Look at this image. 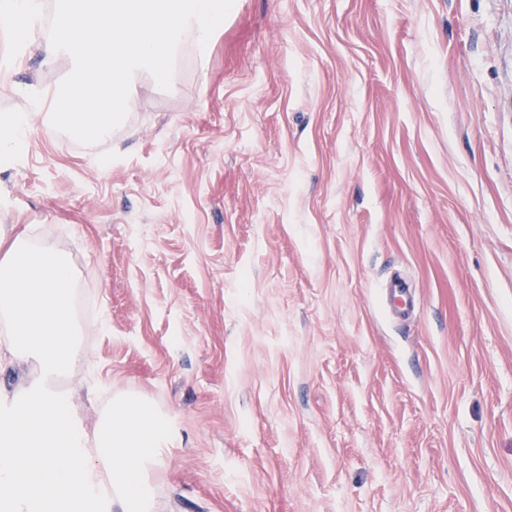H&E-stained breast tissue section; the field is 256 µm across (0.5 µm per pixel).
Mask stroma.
I'll list each match as a JSON object with an SVG mask.
<instances>
[{
  "instance_id": "35a3bbf8",
  "label": "stroma",
  "mask_w": 512,
  "mask_h": 512,
  "mask_svg": "<svg viewBox=\"0 0 512 512\" xmlns=\"http://www.w3.org/2000/svg\"><path fill=\"white\" fill-rule=\"evenodd\" d=\"M0 230L75 269L86 431L170 418L153 512H512V0H234L110 140L32 115Z\"/></svg>"
}]
</instances>
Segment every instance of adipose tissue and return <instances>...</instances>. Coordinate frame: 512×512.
Listing matches in <instances>:
<instances>
[{
    "mask_svg": "<svg viewBox=\"0 0 512 512\" xmlns=\"http://www.w3.org/2000/svg\"><path fill=\"white\" fill-rule=\"evenodd\" d=\"M40 0H0V27L27 47L24 19ZM76 274L67 257L26 234L0 231V368L24 361L31 383L0 402V512H51L95 505L98 512H152L149 476L173 437L148 403L113 400L86 434L71 399L55 384L84 358L72 309Z\"/></svg>",
    "mask_w": 512,
    "mask_h": 512,
    "instance_id": "adipose-tissue-1",
    "label": "adipose tissue"
}]
</instances>
